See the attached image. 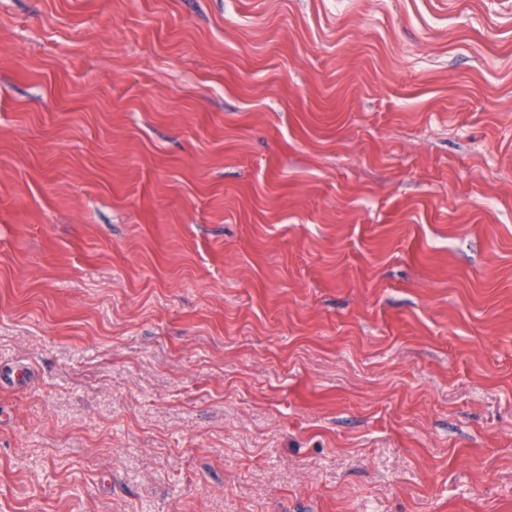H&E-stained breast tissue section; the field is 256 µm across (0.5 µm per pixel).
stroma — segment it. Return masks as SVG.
Instances as JSON below:
<instances>
[{
  "instance_id": "obj_1",
  "label": "stroma",
  "mask_w": 512,
  "mask_h": 512,
  "mask_svg": "<svg viewBox=\"0 0 512 512\" xmlns=\"http://www.w3.org/2000/svg\"><path fill=\"white\" fill-rule=\"evenodd\" d=\"M0 512H512V0H0Z\"/></svg>"
}]
</instances>
